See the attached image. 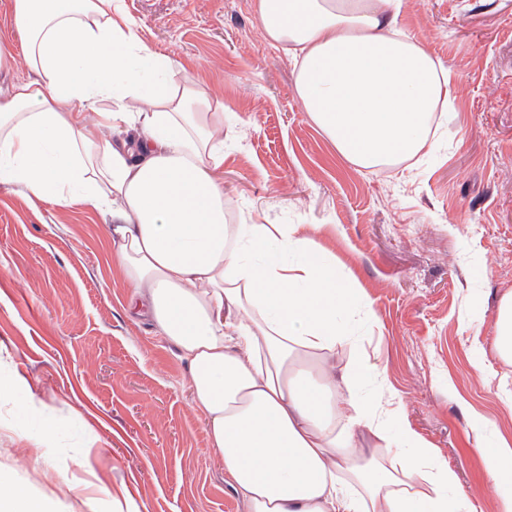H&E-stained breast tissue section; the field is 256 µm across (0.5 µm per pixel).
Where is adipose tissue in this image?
Returning a JSON list of instances; mask_svg holds the SVG:
<instances>
[{"label": "adipose tissue", "instance_id": "ef3b65f1", "mask_svg": "<svg viewBox=\"0 0 512 512\" xmlns=\"http://www.w3.org/2000/svg\"><path fill=\"white\" fill-rule=\"evenodd\" d=\"M28 76L0 90V184L30 204L110 213L128 309L188 364L193 408L248 512H477L392 397L336 365L345 315L373 316L299 225L230 224L224 125L148 46L124 0H7ZM403 0H254L294 61L304 112L351 164L400 165L452 98L450 71L399 25ZM110 111H100L102 101ZM512 512V445L481 449ZM0 512H55L0 472Z\"/></svg>", "mask_w": 512, "mask_h": 512}]
</instances>
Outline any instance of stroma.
Returning a JSON list of instances; mask_svg holds the SVG:
<instances>
[{
  "instance_id": "1",
  "label": "stroma",
  "mask_w": 512,
  "mask_h": 512,
  "mask_svg": "<svg viewBox=\"0 0 512 512\" xmlns=\"http://www.w3.org/2000/svg\"><path fill=\"white\" fill-rule=\"evenodd\" d=\"M141 39L237 122L224 131L228 221L297 224L361 289V350L478 512H496L482 444L512 440V360L497 350L512 292V0H404L401 26L451 72L453 99L411 166L342 158L266 44L251 0H125ZM108 218L92 203L28 205L0 186V470L57 512H247L208 443L186 361L127 310ZM317 224L335 234L314 233ZM484 429H475L473 416ZM55 429L36 446L35 418Z\"/></svg>"
}]
</instances>
